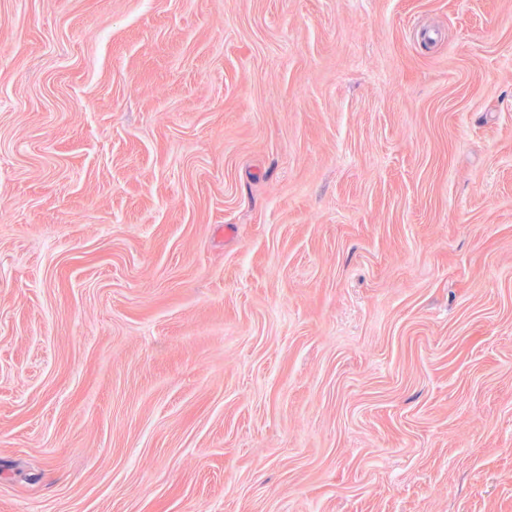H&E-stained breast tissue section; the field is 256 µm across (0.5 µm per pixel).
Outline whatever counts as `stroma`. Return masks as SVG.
<instances>
[{"mask_svg": "<svg viewBox=\"0 0 512 512\" xmlns=\"http://www.w3.org/2000/svg\"><path fill=\"white\" fill-rule=\"evenodd\" d=\"M0 512H512V0H0Z\"/></svg>", "mask_w": 512, "mask_h": 512, "instance_id": "35a3bbf8", "label": "stroma"}]
</instances>
